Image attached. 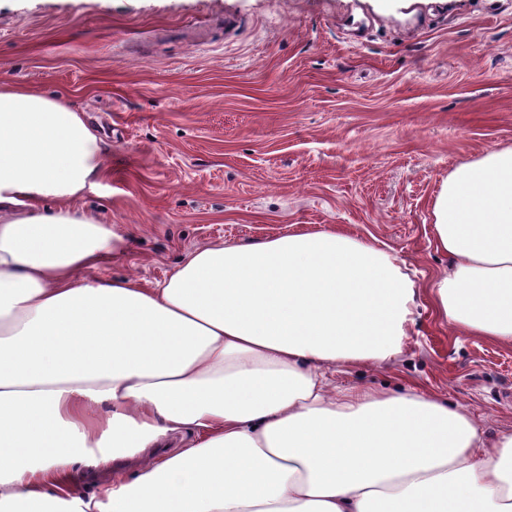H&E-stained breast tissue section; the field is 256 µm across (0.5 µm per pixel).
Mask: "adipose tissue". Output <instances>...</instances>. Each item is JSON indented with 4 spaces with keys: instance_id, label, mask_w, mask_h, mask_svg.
Segmentation results:
<instances>
[{
    "instance_id": "1",
    "label": "adipose tissue",
    "mask_w": 512,
    "mask_h": 512,
    "mask_svg": "<svg viewBox=\"0 0 512 512\" xmlns=\"http://www.w3.org/2000/svg\"><path fill=\"white\" fill-rule=\"evenodd\" d=\"M104 152L63 99L0 84V512H512V433L413 387L336 386L401 353L403 258L295 231L156 284L86 280L121 253L80 203ZM433 214L436 311L512 344V146L451 172Z\"/></svg>"
}]
</instances>
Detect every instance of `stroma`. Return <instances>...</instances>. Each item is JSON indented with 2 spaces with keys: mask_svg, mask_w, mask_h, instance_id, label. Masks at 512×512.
<instances>
[{
  "mask_svg": "<svg viewBox=\"0 0 512 512\" xmlns=\"http://www.w3.org/2000/svg\"><path fill=\"white\" fill-rule=\"evenodd\" d=\"M0 83L66 99L105 144L82 203L125 241L88 280L339 229L419 288L401 353L336 384L412 386L512 432V346L434 312L432 207L512 146V0H0Z\"/></svg>",
  "mask_w": 512,
  "mask_h": 512,
  "instance_id": "1",
  "label": "stroma"
}]
</instances>
